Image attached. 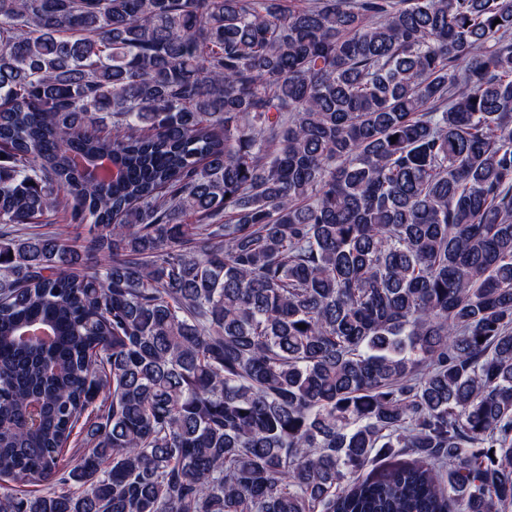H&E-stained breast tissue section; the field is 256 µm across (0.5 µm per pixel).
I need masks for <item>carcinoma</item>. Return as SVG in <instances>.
I'll return each mask as SVG.
<instances>
[{"label":"carcinoma","mask_w":512,"mask_h":512,"mask_svg":"<svg viewBox=\"0 0 512 512\" xmlns=\"http://www.w3.org/2000/svg\"><path fill=\"white\" fill-rule=\"evenodd\" d=\"M510 507L512 0H0V512Z\"/></svg>","instance_id":"obj_1"}]
</instances>
